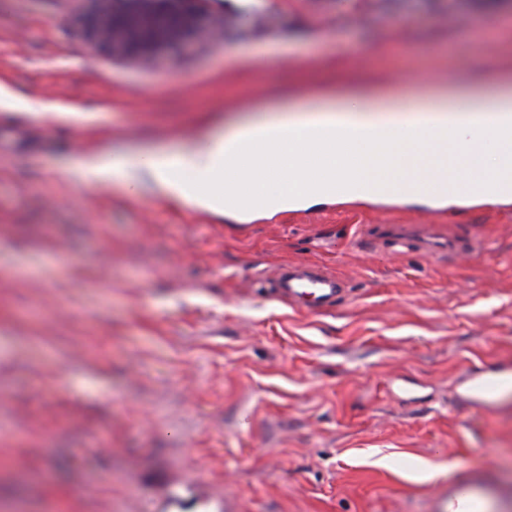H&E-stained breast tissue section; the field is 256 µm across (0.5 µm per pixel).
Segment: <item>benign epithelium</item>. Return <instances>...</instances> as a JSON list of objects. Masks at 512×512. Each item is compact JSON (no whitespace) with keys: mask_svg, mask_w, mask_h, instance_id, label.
Returning <instances> with one entry per match:
<instances>
[{"mask_svg":"<svg viewBox=\"0 0 512 512\" xmlns=\"http://www.w3.org/2000/svg\"><path fill=\"white\" fill-rule=\"evenodd\" d=\"M82 27L91 51L140 65L175 61L198 42L224 37V16L202 0H88Z\"/></svg>","mask_w":512,"mask_h":512,"instance_id":"7a95c632","label":"benign epithelium"}]
</instances>
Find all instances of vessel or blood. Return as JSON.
<instances>
[{
	"mask_svg": "<svg viewBox=\"0 0 512 512\" xmlns=\"http://www.w3.org/2000/svg\"><path fill=\"white\" fill-rule=\"evenodd\" d=\"M375 235L387 246L407 244L428 255H441L458 251L470 255L487 250L485 239L475 235L465 238H442L422 228L409 230L384 225ZM277 286L281 296L317 307H334L345 298L344 282L338 276L316 265H288L277 269ZM467 405L492 408L497 393L512 388V367L496 366L470 370ZM484 480L481 475L452 480L439 498L436 512H484Z\"/></svg>",
	"mask_w": 512,
	"mask_h": 512,
	"instance_id": "b4317fda",
	"label": "vessel or blood"
}]
</instances>
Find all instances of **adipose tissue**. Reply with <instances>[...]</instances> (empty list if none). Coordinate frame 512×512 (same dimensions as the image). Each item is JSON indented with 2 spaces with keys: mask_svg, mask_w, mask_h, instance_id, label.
I'll list each match as a JSON object with an SVG mask.
<instances>
[{
  "mask_svg": "<svg viewBox=\"0 0 512 512\" xmlns=\"http://www.w3.org/2000/svg\"><path fill=\"white\" fill-rule=\"evenodd\" d=\"M331 91L316 87L315 105L262 112L172 151L84 154L74 169L98 186L236 219L271 216L339 192L363 198L379 180L399 194L423 196L429 175L450 162L474 182L512 170V77H499L490 92L428 85L412 101L356 91L336 106ZM376 131L387 133V141H375Z\"/></svg>",
  "mask_w": 512,
  "mask_h": 512,
  "instance_id": "adipose-tissue-1",
  "label": "adipose tissue"
}]
</instances>
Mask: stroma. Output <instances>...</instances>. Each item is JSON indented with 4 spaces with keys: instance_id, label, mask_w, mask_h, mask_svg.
<instances>
[{
    "instance_id": "35a3bbf8",
    "label": "stroma",
    "mask_w": 512,
    "mask_h": 512,
    "mask_svg": "<svg viewBox=\"0 0 512 512\" xmlns=\"http://www.w3.org/2000/svg\"><path fill=\"white\" fill-rule=\"evenodd\" d=\"M224 39L152 67L90 51L85 0H0V512H432L471 470L512 512V199L336 196L236 222L98 187L93 151L176 149L354 76L417 95L512 69V0H206ZM428 220L486 253L356 246ZM313 263L351 290L316 311L268 275ZM468 398L462 404L490 409L497 393L512 388V367L496 366L469 369Z\"/></svg>"
}]
</instances>
